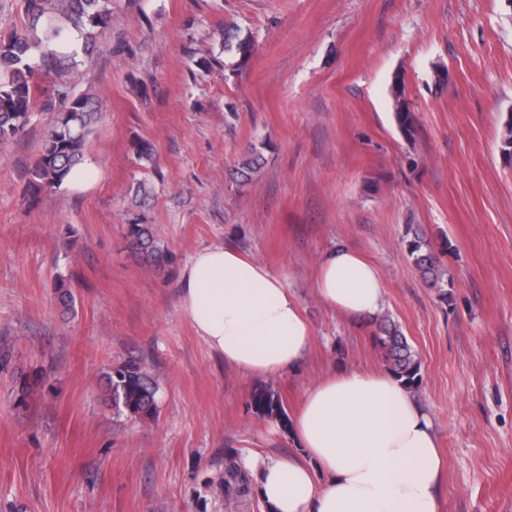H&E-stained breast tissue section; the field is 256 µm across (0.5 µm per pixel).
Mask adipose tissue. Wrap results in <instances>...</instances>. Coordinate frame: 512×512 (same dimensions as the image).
I'll return each mask as SVG.
<instances>
[{"label":"adipose tissue","mask_w":512,"mask_h":512,"mask_svg":"<svg viewBox=\"0 0 512 512\" xmlns=\"http://www.w3.org/2000/svg\"><path fill=\"white\" fill-rule=\"evenodd\" d=\"M316 293L347 319L384 306L380 271L348 245L317 265ZM179 307L225 363L250 377L298 368L312 334L301 306L263 263L221 245L180 274ZM301 455L259 467L266 512H440L443 460L431 416L387 372L348 371L308 389L293 423Z\"/></svg>","instance_id":"adipose-tissue-1"}]
</instances>
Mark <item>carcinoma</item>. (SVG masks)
<instances>
[{
	"instance_id": "1",
	"label": "carcinoma",
	"mask_w": 512,
	"mask_h": 512,
	"mask_svg": "<svg viewBox=\"0 0 512 512\" xmlns=\"http://www.w3.org/2000/svg\"><path fill=\"white\" fill-rule=\"evenodd\" d=\"M27 18L25 28L0 39V142L23 137L43 111L55 112L47 128L43 146L27 169L29 201L45 190L62 185L69 172L84 156L88 136L101 119L99 99L88 89L73 93L72 72L80 65L78 52L70 49L72 33L82 39V52L93 55L98 51L101 31L112 17V0H23ZM220 36L224 52L248 60L255 52V43L242 37L238 28L226 26ZM50 79L51 89L38 81V76ZM393 119L398 131L408 140L418 134V121L405 97L402 78L396 76L390 92ZM139 166L156 169L152 144L145 139L131 143ZM264 167L262 155L248 152L235 167L236 181L247 185ZM152 193L147 179H139L128 188L134 203H143ZM126 238L150 268L159 272L169 261L167 246L157 237L150 224L134 222L126 225ZM405 249L425 285L437 297L448 301L453 283L446 279L437 251L420 228L410 224L405 233ZM55 290L59 306L66 314L75 311V296L70 281L57 277ZM386 370L402 385L416 390L422 383L420 360L400 327L388 316L378 324L372 336ZM107 390L117 414L133 420L151 419L157 412L158 387L139 362L127 361L106 373ZM13 392L18 403L43 390L48 375L38 369L18 372L12 376ZM257 409L268 415H285L280 402L267 389L252 394Z\"/></svg>"
}]
</instances>
